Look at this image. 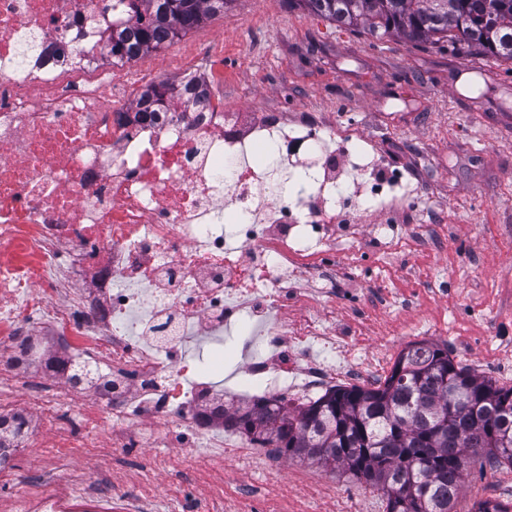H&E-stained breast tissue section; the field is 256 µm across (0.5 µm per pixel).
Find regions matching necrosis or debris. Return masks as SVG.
I'll list each match as a JSON object with an SVG mask.
<instances>
[{
  "label": "necrosis or debris",
  "instance_id": "obj_1",
  "mask_svg": "<svg viewBox=\"0 0 512 512\" xmlns=\"http://www.w3.org/2000/svg\"><path fill=\"white\" fill-rule=\"evenodd\" d=\"M131 20L128 0H0V447H33L36 427L58 429L62 396L84 392L90 426L59 430L62 447L110 431L120 448L152 419L176 424L185 449L260 464L248 439L224 440L205 348L247 325L241 400L311 401L373 373L379 357L352 359L324 311L292 332L282 318L310 305L302 281L332 287L339 246L412 186L318 119L266 111L242 128L202 73L164 112L101 103L109 36ZM83 274L90 287H74ZM34 372L58 391L19 398ZM21 512H137V500L84 486L22 498Z\"/></svg>",
  "mask_w": 512,
  "mask_h": 512
}]
</instances>
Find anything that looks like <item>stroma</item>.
<instances>
[{
	"mask_svg": "<svg viewBox=\"0 0 512 512\" xmlns=\"http://www.w3.org/2000/svg\"><path fill=\"white\" fill-rule=\"evenodd\" d=\"M149 82L188 72L214 77L226 105L355 129L383 167L401 172L415 197L396 208L399 235L435 225L445 255L415 248L386 254L372 231L338 259L337 325H351L356 355L394 365L408 345L426 341L456 364L512 387V361L490 348L512 344V64L479 53L452 54L430 43L378 39L330 22L286 0H233L141 65ZM360 263H353V254ZM132 449L67 450L55 432L21 449L0 475V504L20 499L27 481L44 490L93 474L95 489L139 491L149 512H364L373 487L309 460L277 471L245 468L179 448L172 430L146 422ZM512 499V479L470 457L454 512Z\"/></svg>",
	"mask_w": 512,
	"mask_h": 512,
	"instance_id": "35a3bbf8",
	"label": "stroma"
}]
</instances>
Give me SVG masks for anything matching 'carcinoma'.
Here are the masks:
<instances>
[{
  "label": "carcinoma",
  "mask_w": 512,
  "mask_h": 512,
  "mask_svg": "<svg viewBox=\"0 0 512 512\" xmlns=\"http://www.w3.org/2000/svg\"><path fill=\"white\" fill-rule=\"evenodd\" d=\"M232 0H130L136 21L112 31V50L140 60ZM347 26L413 42H446L512 61V0H288ZM189 86L160 81L141 111H160ZM224 418L287 458L341 469L381 490L386 512H454L466 460L512 469V387L457 367L448 348L415 343L384 383L334 389L295 408L277 401L224 407Z\"/></svg>",
  "instance_id": "cac0c4a2"
}]
</instances>
